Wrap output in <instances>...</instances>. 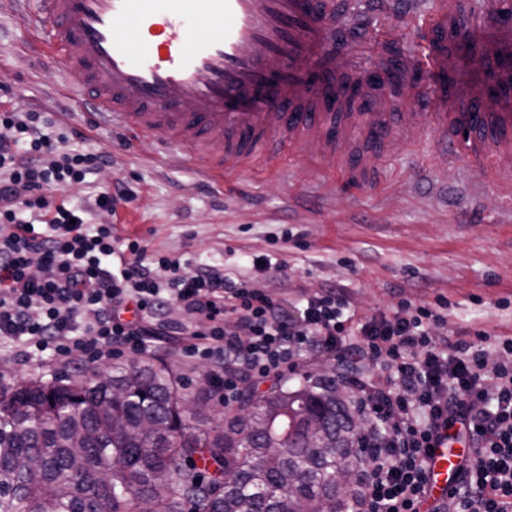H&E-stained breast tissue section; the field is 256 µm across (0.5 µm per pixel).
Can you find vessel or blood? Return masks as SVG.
Returning a JSON list of instances; mask_svg holds the SVG:
<instances>
[{
	"label": "vessel or blood",
	"mask_w": 512,
	"mask_h": 512,
	"mask_svg": "<svg viewBox=\"0 0 512 512\" xmlns=\"http://www.w3.org/2000/svg\"><path fill=\"white\" fill-rule=\"evenodd\" d=\"M50 58L96 93V123L180 148L221 175L293 157L365 185L367 147L433 131L450 165L512 184V18L472 24L456 47V0L422 20L424 59L398 55L396 87L360 82L348 50L401 42L407 5L364 27L351 0H31ZM455 437L430 452L426 498L445 499L469 456Z\"/></svg>",
	"instance_id": "1"
}]
</instances>
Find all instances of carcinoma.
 Returning <instances> with one entry per match:
<instances>
[{
	"label": "carcinoma",
	"mask_w": 512,
	"mask_h": 512,
	"mask_svg": "<svg viewBox=\"0 0 512 512\" xmlns=\"http://www.w3.org/2000/svg\"><path fill=\"white\" fill-rule=\"evenodd\" d=\"M126 397L103 407L114 387ZM336 375L307 374L208 428L165 365L135 359L100 375L0 377V512H339L336 468L358 418ZM128 427L112 431L111 418ZM214 468L204 482L198 463Z\"/></svg>",
	"instance_id": "1"
}]
</instances>
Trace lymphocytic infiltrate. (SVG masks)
I'll return each mask as SVG.
<instances>
[{"label": "lymphocytic infiltrate", "mask_w": 512, "mask_h": 512, "mask_svg": "<svg viewBox=\"0 0 512 512\" xmlns=\"http://www.w3.org/2000/svg\"><path fill=\"white\" fill-rule=\"evenodd\" d=\"M0 125L15 131L0 140V338L79 365L178 336L188 356L212 361L210 381L228 409L303 355L338 351L375 428L363 439L352 512H512L511 337L447 336L444 300H401L368 316L338 289L291 301L207 266L185 272L180 259L56 199L106 158L57 154L39 112L0 111ZM175 307L189 323L168 320ZM366 359L381 375L360 373ZM456 427L472 454L447 500L427 504L429 450Z\"/></svg>", "instance_id": "f902f5d3"}]
</instances>
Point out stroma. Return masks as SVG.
Returning a JSON list of instances; mask_svg holds the SVG:
<instances>
[{"mask_svg": "<svg viewBox=\"0 0 512 512\" xmlns=\"http://www.w3.org/2000/svg\"><path fill=\"white\" fill-rule=\"evenodd\" d=\"M39 46L15 0H0V109L50 113L61 149L111 159L89 185L66 193L87 208L89 223L112 224L118 236L139 237L149 250L275 294L346 289L361 314L442 297L453 326L512 337V195L479 173L445 165L432 136L396 139L373 188H348L302 159L263 174L211 176L181 149L164 151L90 123V91ZM112 180L131 193L113 212L95 204ZM147 356L171 365L190 391L211 368L209 360L188 357L175 336L152 337ZM0 360L17 382L107 367H74L47 353L28 361L8 344L0 346Z\"/></svg>", "mask_w": 512, "mask_h": 512, "instance_id": "1", "label": "stroma"}]
</instances>
